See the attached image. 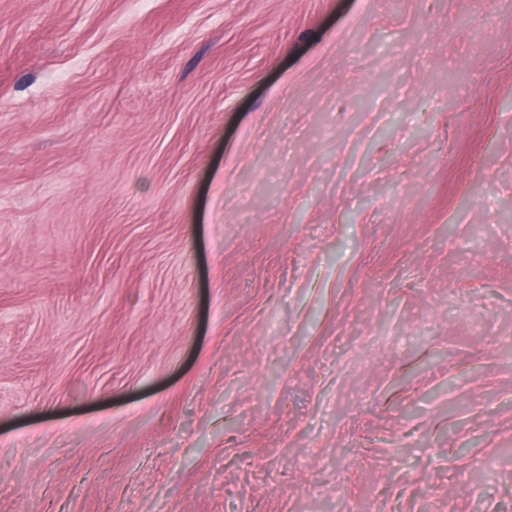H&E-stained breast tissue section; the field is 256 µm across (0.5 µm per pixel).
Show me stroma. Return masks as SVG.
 <instances>
[{"label":"stroma","instance_id":"stroma-1","mask_svg":"<svg viewBox=\"0 0 512 512\" xmlns=\"http://www.w3.org/2000/svg\"><path fill=\"white\" fill-rule=\"evenodd\" d=\"M0 512H512V0H0Z\"/></svg>","mask_w":512,"mask_h":512}]
</instances>
